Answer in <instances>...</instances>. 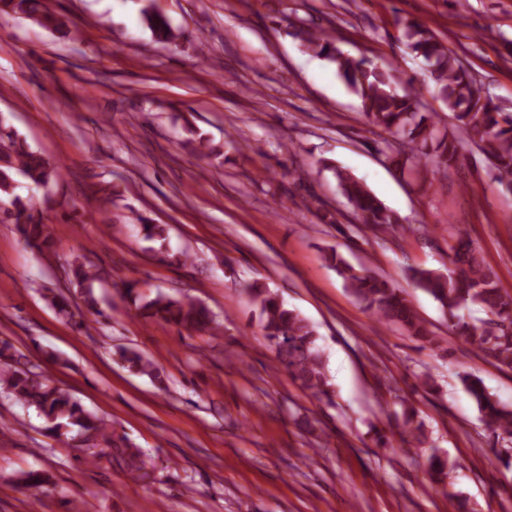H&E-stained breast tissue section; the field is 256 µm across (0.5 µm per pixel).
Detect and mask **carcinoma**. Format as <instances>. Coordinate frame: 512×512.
<instances>
[{"label": "carcinoma", "instance_id": "carcinoma-1", "mask_svg": "<svg viewBox=\"0 0 512 512\" xmlns=\"http://www.w3.org/2000/svg\"><path fill=\"white\" fill-rule=\"evenodd\" d=\"M24 14L41 28L67 36V21L41 3V0H0V16ZM144 20L161 41L178 38L164 15L152 8L143 10ZM401 37L407 48L429 66L437 97L452 112L456 127L463 129L469 140L477 144L490 164L512 186V114L501 112L499 106L485 93L483 85L459 62L457 57L423 24L404 19L399 21ZM310 52L324 56L336 65L339 76L361 101L362 114L368 125L388 132L390 138L381 142L378 151L402 159L401 166L416 167L422 160L435 158L448 164L457 160L455 138L439 128L432 116L421 112L420 93L396 91L402 82L398 69L379 64L372 59L352 58L330 41L317 26L296 33ZM435 145L437 154L428 153ZM192 152L205 157L220 155L209 141L199 136L185 142ZM322 169L333 174L341 194L351 206L360 223L372 230H386L399 223L398 216L368 191L347 171L325 159ZM23 178L37 188L45 187L60 178L59 167L41 154L31 150L24 140L7 125L0 114V203L6 206L3 216L14 220L26 243L38 250L50 236L43 221L31 214L34 205L15 194L18 179ZM326 260L341 277L344 287L362 303L375 320L385 326L395 325L422 342L435 343V337L418 316L403 290L389 280L376 275L367 267L355 268L336 250ZM453 270L444 275L433 269L411 267L409 278L415 287L430 294L452 320V333L470 345L481 357L501 369L512 370V296L503 293L497 272L485 263L470 243L461 241L454 248ZM67 275L83 290L85 305L94 310L97 301L94 283L99 273L79 259H74ZM252 300L259 309L262 335L274 349L276 357L288 376L312 397L329 402L333 385L328 374L323 351L317 344L315 326L299 311L289 308L277 293L254 283L249 288ZM126 294L144 318L174 325L188 332L211 335L221 331L222 324L203 304L191 299L158 294L144 298L135 285H126ZM51 306L68 320L76 313L62 293L46 296ZM468 304L480 306L488 318L469 322L458 314ZM120 360L135 373L154 376L157 369L142 354L123 348ZM459 380L474 401L480 419L497 440L512 442V406L501 403L476 375L464 371ZM0 391L24 406L33 407L45 420V430L58 434L77 427L84 435L85 457L92 460L113 459L124 465L127 474L135 479H151L144 453L130 444L126 437L109 430L97 414L87 410L68 390L52 385L20 361L13 347L0 341ZM404 441L413 448L426 444L422 425L414 424L416 412L404 409Z\"/></svg>", "mask_w": 512, "mask_h": 512}]
</instances>
